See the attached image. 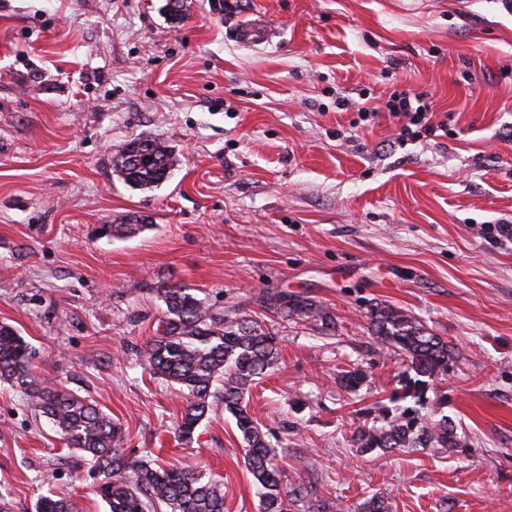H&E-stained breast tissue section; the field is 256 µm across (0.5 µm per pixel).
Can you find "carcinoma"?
<instances>
[{"mask_svg":"<svg viewBox=\"0 0 512 512\" xmlns=\"http://www.w3.org/2000/svg\"><path fill=\"white\" fill-rule=\"evenodd\" d=\"M187 0H166L172 20H182ZM175 164L170 146L158 138L138 137L122 144L112 159V170L132 188L152 189L168 179ZM149 228L145 218L125 216L103 226L105 235L132 236ZM164 303L156 333L134 347L149 373L176 386L186 406L176 424L178 440L194 443L201 422L218 405L230 415L241 434L243 460L259 498V512H333L334 505L319 499L307 487L290 483L273 464L274 449L266 432L249 412L245 396L252 386L279 363V343L256 320L217 309L183 287L159 289ZM264 307L284 317L313 322L318 330L335 331V318L317 301L299 294L272 293ZM372 336L387 351L406 362L403 393L392 402L414 400L394 412L378 406V414L354 435L357 451L391 453L422 448L436 453L459 447L454 426L443 415L428 420L417 406L424 395L448 376L452 350L402 308L377 304L369 312ZM32 348L13 326L0 324V382L21 390L35 414L46 418L67 450L91 464L100 481L96 493L108 512H224V483L182 464L162 465L134 457L122 448L120 422L95 400L33 371ZM338 384L355 391L364 381L357 369L341 370ZM35 512H77L68 497L45 495ZM358 512H389L387 500L373 495Z\"/></svg>","mask_w":512,"mask_h":512,"instance_id":"obj_1","label":"carcinoma"}]
</instances>
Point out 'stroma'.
Returning a JSON list of instances; mask_svg holds the SVG:
<instances>
[{
    "label": "stroma",
    "instance_id": "obj_1",
    "mask_svg": "<svg viewBox=\"0 0 512 512\" xmlns=\"http://www.w3.org/2000/svg\"><path fill=\"white\" fill-rule=\"evenodd\" d=\"M215 2L172 24L166 0H0V323L37 373L110 412L134 456L223 481L225 512H259L233 419L215 410L180 445L182 396L133 352L163 285L278 337L247 407L288 481L350 508L379 494L392 512H512V0ZM402 89L430 94L447 137L398 143L383 106ZM136 137L175 157L149 191L112 173ZM123 215L152 227L101 235ZM276 292L328 307L336 333L265 309ZM377 303L453 349L424 413L448 416L460 450L353 449L404 369L369 330ZM350 365L365 374L352 392L336 381ZM96 484L0 383L12 512L50 492L106 512Z\"/></svg>",
    "mask_w": 512,
    "mask_h": 512
}]
</instances>
